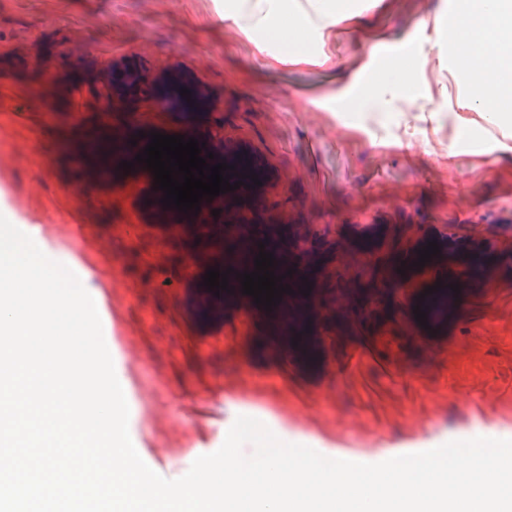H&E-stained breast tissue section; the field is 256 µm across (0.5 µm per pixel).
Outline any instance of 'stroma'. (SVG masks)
Masks as SVG:
<instances>
[{
  "instance_id": "obj_1",
  "label": "stroma",
  "mask_w": 512,
  "mask_h": 512,
  "mask_svg": "<svg viewBox=\"0 0 512 512\" xmlns=\"http://www.w3.org/2000/svg\"><path fill=\"white\" fill-rule=\"evenodd\" d=\"M355 24L312 32L317 64L274 66L236 28L217 21L212 0H0V143L30 141L51 117L39 98L15 111L19 80L4 59L31 61L51 46L94 55V101L112 87V110L139 111L182 132L184 121L149 94L161 79L204 95L194 121L215 162L241 160L236 190L202 206L192 223L144 212L154 197L143 171L125 210L98 217L76 176L91 159L27 152L0 172V199L20 200V218L44 245L79 256L111 303L110 325L136 354L117 378L128 395L130 431L139 433L155 472L175 479L237 416L256 418L281 440L360 463L426 451L451 440L512 439V152L500 149L512 121L477 127L470 89L450 71L454 51L433 24L455 0H356ZM421 47V94L392 99L357 117L338 93L369 87L380 54ZM361 122L359 130L350 125ZM406 137L410 147H389ZM458 149L449 165V149ZM249 210L253 227L235 214ZM224 226L236 249L280 242L294 274L282 305L290 326L268 320L253 296L208 304L204 271H185L157 254L160 241L191 249ZM138 226L141 250L127 255L118 226ZM439 251L404 277L385 270L359 288L362 256L393 244L417 255ZM485 258L480 281L454 267ZM332 263L337 281L307 289L305 271ZM465 287L447 309L416 321L413 309L436 283ZM316 355L305 362L306 349Z\"/></svg>"
}]
</instances>
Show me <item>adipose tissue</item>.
I'll list each match as a JSON object with an SVG mask.
<instances>
[{
  "label": "adipose tissue",
  "instance_id": "ef3b65f1",
  "mask_svg": "<svg viewBox=\"0 0 512 512\" xmlns=\"http://www.w3.org/2000/svg\"><path fill=\"white\" fill-rule=\"evenodd\" d=\"M350 0H229L219 18L248 38L258 36L279 44L276 62L310 63L308 32L353 21ZM438 37L454 50L455 69L472 90L481 117L493 124L512 117V0H458L448 25ZM412 99L418 94L413 55L396 56L375 74L369 91L346 96L353 112H367L381 102L380 89Z\"/></svg>",
  "mask_w": 512,
  "mask_h": 512
}]
</instances>
